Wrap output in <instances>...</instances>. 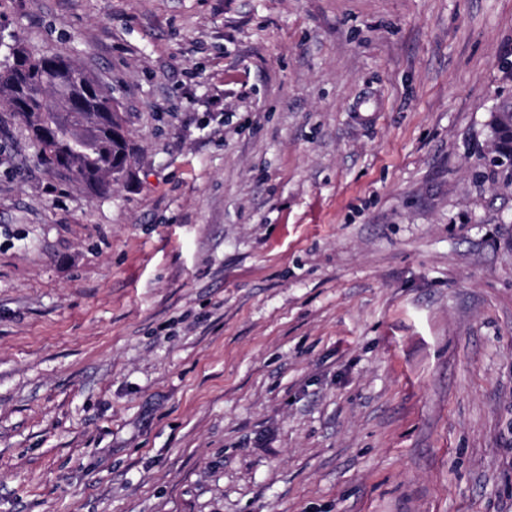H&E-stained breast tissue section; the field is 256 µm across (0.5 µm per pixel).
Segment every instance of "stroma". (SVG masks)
I'll list each match as a JSON object with an SVG mask.
<instances>
[{"instance_id":"stroma-1","label":"stroma","mask_w":512,"mask_h":512,"mask_svg":"<svg viewBox=\"0 0 512 512\" xmlns=\"http://www.w3.org/2000/svg\"><path fill=\"white\" fill-rule=\"evenodd\" d=\"M133 154L0 102V512H512V0H0ZM9 54L0 62V93L14 114L31 134L36 160L49 171L84 185L95 194H104L112 188V181H119L128 171L131 148L126 131L112 136V127L122 129L121 117L111 104L112 95L104 91L87 71L69 57L46 50L33 53L20 42L8 46ZM53 55L50 59L47 56ZM55 60V65H46ZM59 78L70 81L73 94L85 100L83 114L93 117L91 136L85 140L84 152L72 154V134L67 129L77 115L61 112L49 86ZM21 99L33 111L38 112L43 124L50 127L48 137H40L22 113L13 110L14 101ZM71 158L66 174L58 169L62 159ZM112 165H121V172L113 176ZM116 181V182H117ZM491 135L504 150L512 153V102L502 101L493 113Z\"/></svg>"}]
</instances>
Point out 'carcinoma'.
<instances>
[{"label": "carcinoma", "mask_w": 512, "mask_h": 512, "mask_svg": "<svg viewBox=\"0 0 512 512\" xmlns=\"http://www.w3.org/2000/svg\"><path fill=\"white\" fill-rule=\"evenodd\" d=\"M8 49L9 54L0 62V93L11 105L23 100L50 127L49 136L41 137L23 114H17L31 134L36 160L49 171L82 184L95 194L108 192L112 181L126 175L131 155L127 134L112 136V128L121 127L119 112L111 104L112 95L67 56L51 50L33 53L20 42ZM59 78L70 81L73 94L85 100L84 114L94 119L92 134L85 140L80 155L72 154V134L67 129L76 116L62 113L49 91V86ZM491 135L503 149L512 150L511 101L497 106Z\"/></svg>", "instance_id": "obj_1"}]
</instances>
